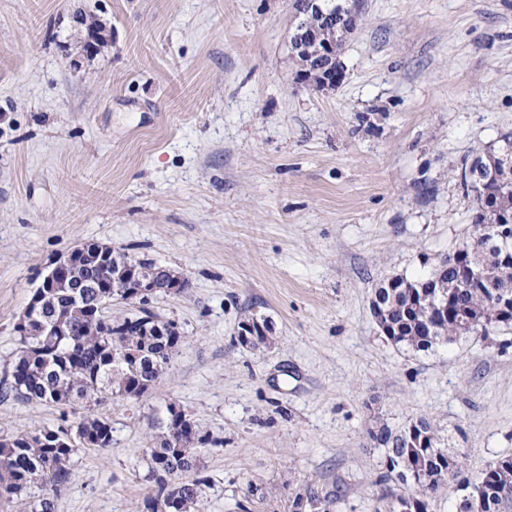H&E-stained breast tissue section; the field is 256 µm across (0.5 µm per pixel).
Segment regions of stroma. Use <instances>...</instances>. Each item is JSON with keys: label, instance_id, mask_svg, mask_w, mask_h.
Instances as JSON below:
<instances>
[{"label": "stroma", "instance_id": "35a3bbf8", "mask_svg": "<svg viewBox=\"0 0 512 512\" xmlns=\"http://www.w3.org/2000/svg\"><path fill=\"white\" fill-rule=\"evenodd\" d=\"M357 28L321 89L296 0H0V437L60 408L10 393L14 325L47 265L103 243L182 272L151 311L182 340L107 400L55 512H146L169 407L219 438L197 512H390L382 430L430 421L468 477L512 454V326L396 346L374 288L474 232L465 166L512 136V0H337ZM102 40L87 46L86 27ZM267 320L271 343L241 344Z\"/></svg>", "mask_w": 512, "mask_h": 512}]
</instances>
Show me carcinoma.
Returning <instances> with one entry per match:
<instances>
[{"instance_id":"1","label":"carcinoma","mask_w":512,"mask_h":512,"mask_svg":"<svg viewBox=\"0 0 512 512\" xmlns=\"http://www.w3.org/2000/svg\"><path fill=\"white\" fill-rule=\"evenodd\" d=\"M498 172L486 175L485 192L476 197L475 234L463 242L436 268L451 307L472 316L492 315L494 295L512 298V263L503 264L512 243L503 245L495 235L496 225L505 214H512V141L505 140ZM133 256L116 251L97 267L78 265L73 287L39 288L22 313L31 330L19 335L20 351L12 368L11 391L28 402H47L87 409L119 398H138L149 391L168 367L181 339L173 322L159 320L141 307L112 320L110 332L103 335L101 308L120 300L131 304L121 289L112 287L113 278ZM475 264L484 268L481 286L461 288V270ZM428 280L409 288H398L390 281L380 283L373 300L381 317L395 337V343L415 350H427L432 338L453 340L464 333L457 319L427 316L421 289ZM80 435L84 449L101 450L112 445L109 419L91 413L81 419ZM65 429L20 432L0 440V486L15 502L16 512H55V498L71 476V461L79 448L66 439ZM388 460L395 463L390 472H419L438 484L448 479V487L459 492L460 460L436 445L431 423L420 418L409 432L395 437ZM220 441L198 431L184 411L168 415L161 432L149 448L147 480L156 496L148 500V512H190L199 502L207 477L199 467L202 449ZM485 488L482 512H502L512 502V456H503L482 471ZM50 487V492L29 495L32 486Z\"/></svg>"}]
</instances>
